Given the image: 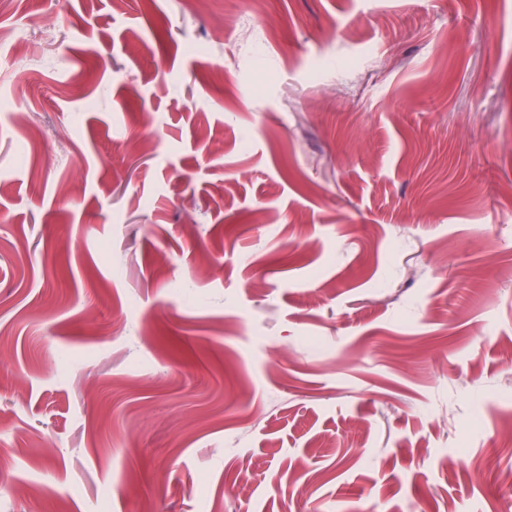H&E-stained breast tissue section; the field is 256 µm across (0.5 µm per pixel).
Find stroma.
<instances>
[{
  "label": "stroma",
  "instance_id": "stroma-1",
  "mask_svg": "<svg viewBox=\"0 0 512 512\" xmlns=\"http://www.w3.org/2000/svg\"><path fill=\"white\" fill-rule=\"evenodd\" d=\"M1 100L0 512H512V0H0Z\"/></svg>",
  "mask_w": 512,
  "mask_h": 512
}]
</instances>
